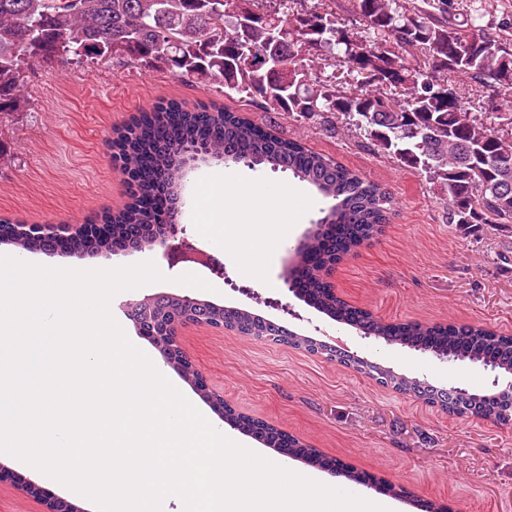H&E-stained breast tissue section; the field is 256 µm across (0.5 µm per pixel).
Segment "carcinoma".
<instances>
[{
	"label": "carcinoma",
	"instance_id": "1",
	"mask_svg": "<svg viewBox=\"0 0 512 512\" xmlns=\"http://www.w3.org/2000/svg\"><path fill=\"white\" fill-rule=\"evenodd\" d=\"M211 0H0V113L25 112L19 94L24 58L60 64L124 57L182 79H210L224 96L261 102L269 112L343 119L381 152L424 171L444 188L450 224L512 221V109L487 123L474 100L448 96V74L500 94L512 91V16L485 21L484 0H358L359 26L306 0H223L221 40L210 39ZM463 21H457V17ZM287 27L281 68L268 62L272 23ZM385 105L386 112L377 108ZM113 158L131 185V201L99 222L119 237L149 244L156 225L178 208L182 154L195 145L208 157L249 168L290 172L330 205L304 244L293 277L306 303L337 322L394 343L494 364L512 374V337L477 325L387 322L333 295L324 269L382 232L394 199L382 185L216 104L161 105L115 131ZM207 322L343 363L383 387L440 405L457 417L478 414L512 425V397L455 395L394 373L240 308L208 306ZM224 422L286 448L324 471L336 460L284 437L263 422L225 408Z\"/></svg>",
	"mask_w": 512,
	"mask_h": 512
}]
</instances>
